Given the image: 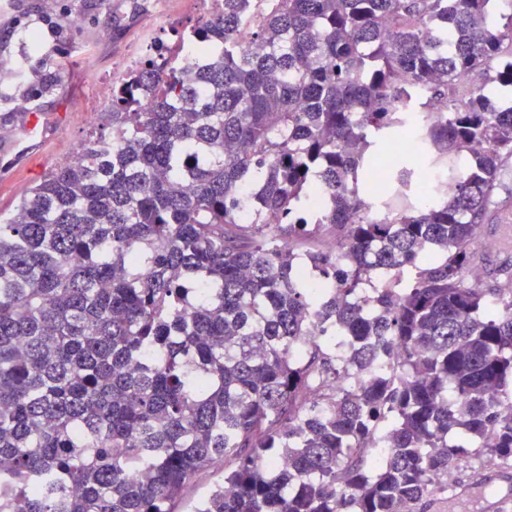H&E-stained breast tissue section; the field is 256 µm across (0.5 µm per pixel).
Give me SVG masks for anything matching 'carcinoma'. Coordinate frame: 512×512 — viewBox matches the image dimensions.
Returning <instances> with one entry per match:
<instances>
[{"instance_id":"carcinoma-1","label":"carcinoma","mask_w":512,"mask_h":512,"mask_svg":"<svg viewBox=\"0 0 512 512\" xmlns=\"http://www.w3.org/2000/svg\"><path fill=\"white\" fill-rule=\"evenodd\" d=\"M500 4L224 0L112 92L0 221V512H173L221 458L196 512H413L463 448L512 465V267L467 282L512 210ZM222 483H224V460L207 467L185 487L174 505L175 512H194L199 502L206 499Z\"/></svg>"}]
</instances>
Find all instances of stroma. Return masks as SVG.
I'll return each mask as SVG.
<instances>
[{
	"label": "stroma",
	"instance_id": "35a3bbf8",
	"mask_svg": "<svg viewBox=\"0 0 512 512\" xmlns=\"http://www.w3.org/2000/svg\"><path fill=\"white\" fill-rule=\"evenodd\" d=\"M127 8L126 0H0V219L100 132L117 62L138 52L145 35L169 42L207 15L204 0H142L136 21L113 33V13ZM481 236L491 243L479 251L485 287L489 270L512 256V212L490 215ZM489 471L464 455L452 490L420 512H448L449 500ZM223 481V462L213 463L185 487L175 512H194Z\"/></svg>",
	"mask_w": 512,
	"mask_h": 512
}]
</instances>
